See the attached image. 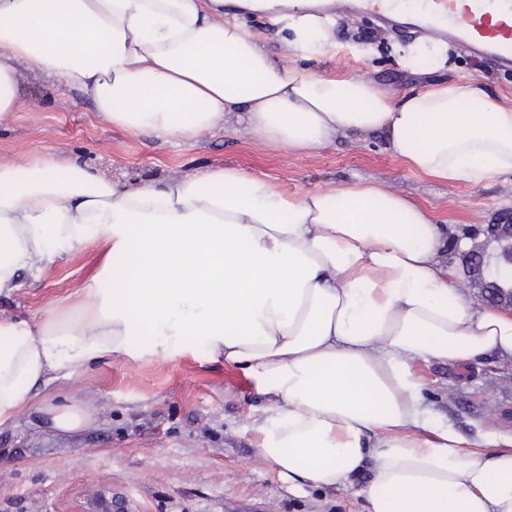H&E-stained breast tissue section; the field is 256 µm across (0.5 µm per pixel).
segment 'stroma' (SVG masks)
Returning <instances> with one entry per match:
<instances>
[{
	"instance_id": "35a3bbf8",
	"label": "stroma",
	"mask_w": 512,
	"mask_h": 512,
	"mask_svg": "<svg viewBox=\"0 0 512 512\" xmlns=\"http://www.w3.org/2000/svg\"><path fill=\"white\" fill-rule=\"evenodd\" d=\"M342 49L321 60L327 71L370 81L392 98L459 77L486 85L512 105V70L496 68L446 45L443 68L427 57L416 66L406 51L427 35L384 28L375 14L337 9ZM277 60L296 61L280 25L267 16L241 18ZM361 45L363 54L345 51ZM23 107L0 121V162L22 165L35 155L75 158L105 176L135 185L212 167H236L296 193L367 181L408 197L448 224L454 235L483 242L482 227L512 214V175L480 185L425 177L385 149L380 136L336 138L313 152L279 149L232 129L189 142L166 141L102 120L85 94L41 72L24 70ZM105 247L64 257L37 283L0 301V318L42 315L74 301L101 270ZM417 373L433 412L464 436L490 429L512 435V361L488 354L469 367L421 363ZM47 402H88L84 430L60 434L23 411L0 431V512H83L90 497L109 491L134 512H362L345 489L289 491L254 447L255 387L237 367L210 360L200 341L178 342L142 355L112 356L44 391Z\"/></svg>"
}]
</instances>
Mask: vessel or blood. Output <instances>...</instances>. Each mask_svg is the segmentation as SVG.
<instances>
[{"label": "vessel or blood", "mask_w": 512, "mask_h": 512, "mask_svg": "<svg viewBox=\"0 0 512 512\" xmlns=\"http://www.w3.org/2000/svg\"><path fill=\"white\" fill-rule=\"evenodd\" d=\"M438 9L422 14L417 28L453 40L472 54L487 57L502 68L512 67V0H435ZM351 10L377 13L382 25L397 26L392 0H351Z\"/></svg>", "instance_id": "b4317fda"}]
</instances>
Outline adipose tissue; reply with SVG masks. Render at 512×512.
Returning <instances> with one entry per match:
<instances>
[{
	"instance_id": "1",
	"label": "adipose tissue",
	"mask_w": 512,
	"mask_h": 512,
	"mask_svg": "<svg viewBox=\"0 0 512 512\" xmlns=\"http://www.w3.org/2000/svg\"><path fill=\"white\" fill-rule=\"evenodd\" d=\"M287 21L306 59L336 19L308 0H242ZM79 84L107 122L167 141L238 126L310 152L379 134L415 172L479 184L512 174V106L478 81L393 99L363 79L285 65L224 0H0V117L18 62ZM448 228L372 183L286 193L237 168L128 185L75 159L0 164V297L103 241L108 288L40 318L0 321V428L38 405L61 433L88 407L36 404L89 364L175 337L256 381V448L294 487L356 488L363 512H512V438H463L423 404L417 362L512 358V314L464 303ZM371 466L368 484L355 477Z\"/></svg>"
}]
</instances>
